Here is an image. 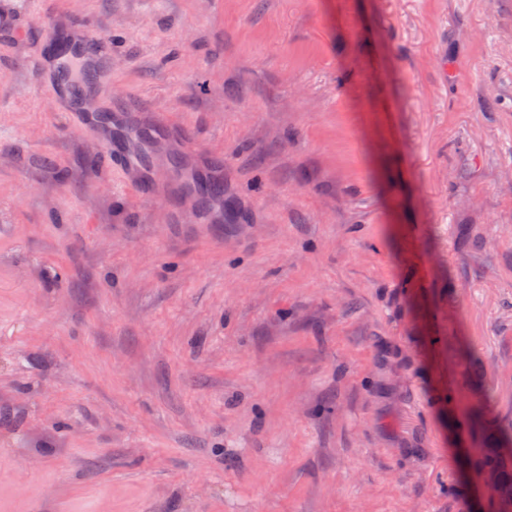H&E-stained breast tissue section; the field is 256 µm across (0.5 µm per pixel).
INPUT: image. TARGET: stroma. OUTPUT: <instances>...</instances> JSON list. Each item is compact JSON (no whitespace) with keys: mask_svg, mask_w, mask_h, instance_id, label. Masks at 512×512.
<instances>
[{"mask_svg":"<svg viewBox=\"0 0 512 512\" xmlns=\"http://www.w3.org/2000/svg\"><path fill=\"white\" fill-rule=\"evenodd\" d=\"M53 18L223 223L65 113ZM509 431L512 0H0V512H498ZM186 186V187H185ZM171 182V189L183 198L192 199L196 204L200 203L203 214L210 215L215 204H219L223 198L222 211H215L211 218L214 221H224V183L220 179L213 178L208 181H194V184ZM474 452L479 469L491 471L484 472L486 481L493 487L499 479L503 488L512 490V432L501 436L495 448H475Z\"/></svg>","mask_w":512,"mask_h":512,"instance_id":"1","label":"stroma"}]
</instances>
